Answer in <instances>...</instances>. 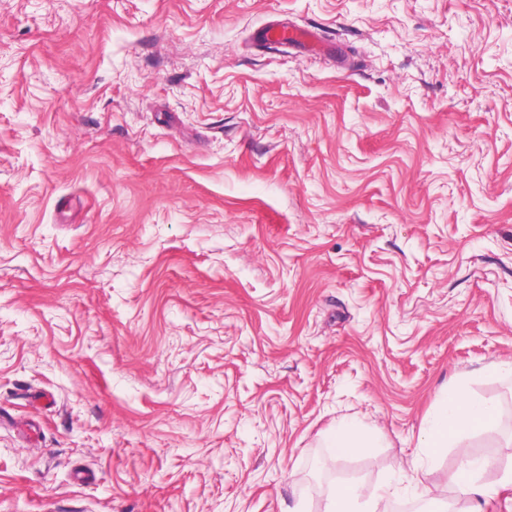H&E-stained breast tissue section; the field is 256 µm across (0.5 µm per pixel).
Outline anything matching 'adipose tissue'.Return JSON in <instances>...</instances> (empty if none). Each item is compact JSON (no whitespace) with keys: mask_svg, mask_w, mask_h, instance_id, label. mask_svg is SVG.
I'll list each match as a JSON object with an SVG mask.
<instances>
[{"mask_svg":"<svg viewBox=\"0 0 512 512\" xmlns=\"http://www.w3.org/2000/svg\"><path fill=\"white\" fill-rule=\"evenodd\" d=\"M498 427L511 428L512 416L503 414L495 405L468 401L451 390L436 399L419 445L432 452L469 431ZM391 490L386 482L367 498L358 485L340 486L330 493L327 512H386L384 500Z\"/></svg>","mask_w":512,"mask_h":512,"instance_id":"adipose-tissue-1","label":"adipose tissue"}]
</instances>
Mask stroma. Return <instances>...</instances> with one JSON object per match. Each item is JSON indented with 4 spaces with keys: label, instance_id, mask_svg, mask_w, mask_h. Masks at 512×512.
Wrapping results in <instances>:
<instances>
[{
    "label": "stroma",
    "instance_id": "1",
    "mask_svg": "<svg viewBox=\"0 0 512 512\" xmlns=\"http://www.w3.org/2000/svg\"><path fill=\"white\" fill-rule=\"evenodd\" d=\"M509 360L512 0H0V512H441ZM261 39L269 44H303L312 50L329 51L333 48L320 46L317 48V40L315 34L306 28L299 26H273L267 27L261 33ZM512 427V416L487 403L466 400L459 393L448 389L434 402L428 425L419 438V448L429 454L436 448L448 447L464 433L481 428ZM327 448H333L330 462L355 455L366 446V437L362 427L354 422H339L326 435ZM391 490L392 486L385 481L375 495L361 502L363 489L359 485H342L330 493L327 512H386L384 499Z\"/></svg>",
    "mask_w": 512,
    "mask_h": 512
}]
</instances>
